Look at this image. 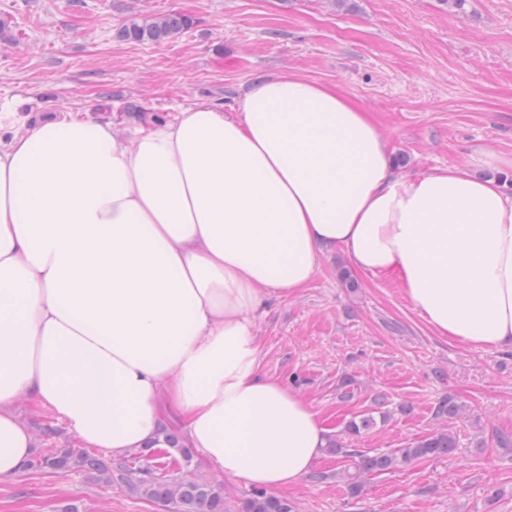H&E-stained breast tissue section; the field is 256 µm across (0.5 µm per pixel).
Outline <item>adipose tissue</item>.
Wrapping results in <instances>:
<instances>
[{
	"instance_id": "obj_1",
	"label": "adipose tissue",
	"mask_w": 512,
	"mask_h": 512,
	"mask_svg": "<svg viewBox=\"0 0 512 512\" xmlns=\"http://www.w3.org/2000/svg\"><path fill=\"white\" fill-rule=\"evenodd\" d=\"M395 277L437 335L512 348V195L464 166L395 176L340 88L257 77L128 137L63 117L0 147V477L33 436L19 401L78 447L160 445L164 405L212 470L291 487L327 430L260 372L253 317L324 252Z\"/></svg>"
}]
</instances>
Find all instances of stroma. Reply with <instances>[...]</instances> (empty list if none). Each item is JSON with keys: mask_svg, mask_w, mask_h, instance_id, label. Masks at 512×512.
Listing matches in <instances>:
<instances>
[{"mask_svg": "<svg viewBox=\"0 0 512 512\" xmlns=\"http://www.w3.org/2000/svg\"><path fill=\"white\" fill-rule=\"evenodd\" d=\"M177 11L192 26L152 44L120 41L130 22ZM0 140L46 117L78 114L127 133L205 101L229 106L259 74L295 70L338 85L368 112L395 173L412 177L454 164L477 179L512 178V0H0ZM338 251L322 254L297 295L266 297L255 319L261 373L297 392L329 434L384 395L376 430L346 437L367 452L450 432L453 454L371 474L350 497L337 459L282 490L294 512H512V350L437 336L395 280L355 274ZM451 398L453 419L435 415ZM35 454L72 435L48 410L18 403ZM184 470L223 485L228 512L253 488L207 468ZM322 481H315L316 473ZM172 512L126 486L80 470L27 469L0 478V512Z\"/></svg>", "mask_w": 512, "mask_h": 512, "instance_id": "1", "label": "stroma"}]
</instances>
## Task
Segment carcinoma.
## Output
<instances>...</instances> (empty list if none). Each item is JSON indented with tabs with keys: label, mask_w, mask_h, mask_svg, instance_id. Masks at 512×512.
Masks as SVG:
<instances>
[{
	"label": "carcinoma",
	"mask_w": 512,
	"mask_h": 512,
	"mask_svg": "<svg viewBox=\"0 0 512 512\" xmlns=\"http://www.w3.org/2000/svg\"><path fill=\"white\" fill-rule=\"evenodd\" d=\"M191 17L170 12L161 17L133 21L117 33L121 41L160 43L172 39L190 28ZM377 427L374 412L369 411L350 421L348 432L358 436ZM455 441L451 434L437 430L406 448L368 454L356 448H346L337 438L329 439L326 451L348 464L338 472L353 497L362 490V478L368 473L389 471L415 459L441 458L452 454ZM155 454L150 449H133L130 457L115 462L79 448H58L35 457L28 466L34 469L65 470L80 468L98 474L105 483L116 479L148 499L172 505L176 512H227L224 487L194 474L158 477L150 471ZM243 512H292L287 500L264 492H256L244 503Z\"/></svg>",
	"instance_id": "carcinoma-1"
}]
</instances>
